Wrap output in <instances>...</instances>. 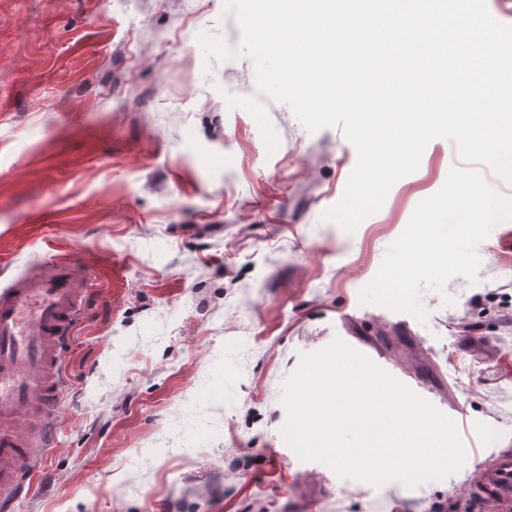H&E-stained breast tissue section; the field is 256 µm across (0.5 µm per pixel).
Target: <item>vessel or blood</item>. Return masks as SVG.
Returning <instances> with one entry per match:
<instances>
[{"label":"vessel or blood","mask_w":512,"mask_h":512,"mask_svg":"<svg viewBox=\"0 0 512 512\" xmlns=\"http://www.w3.org/2000/svg\"><path fill=\"white\" fill-rule=\"evenodd\" d=\"M79 264H35L0 289V512L28 495L55 442L62 354L85 309ZM473 485L512 512V449L474 463Z\"/></svg>","instance_id":"obj_1"}]
</instances>
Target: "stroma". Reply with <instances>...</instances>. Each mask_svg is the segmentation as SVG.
<instances>
[{
  "label": "stroma",
  "instance_id": "stroma-1",
  "mask_svg": "<svg viewBox=\"0 0 512 512\" xmlns=\"http://www.w3.org/2000/svg\"><path fill=\"white\" fill-rule=\"evenodd\" d=\"M224 0H0V284L79 263L87 307L39 485L16 512H490L471 463L411 489L303 461L283 387L341 339L379 350L437 410L512 448V220L477 282L424 290L426 321L360 293L451 168L512 181L431 140L354 233L324 220L358 154L259 94ZM452 297L445 305L444 297Z\"/></svg>",
  "mask_w": 512,
  "mask_h": 512
}]
</instances>
